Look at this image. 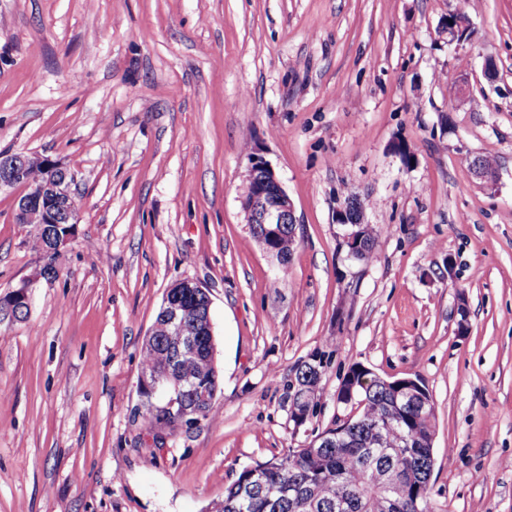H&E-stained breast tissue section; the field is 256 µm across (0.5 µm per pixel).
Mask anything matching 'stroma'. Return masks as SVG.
Here are the masks:
<instances>
[{
	"label": "stroma",
	"mask_w": 512,
	"mask_h": 512,
	"mask_svg": "<svg viewBox=\"0 0 512 512\" xmlns=\"http://www.w3.org/2000/svg\"><path fill=\"white\" fill-rule=\"evenodd\" d=\"M459 7L0 0V153L62 163L78 211L47 279L0 192V297L30 296L0 321V512H206L352 414L336 393L355 364L429 390L442 512H512V0H477L456 46ZM257 156L297 218L284 269L241 206ZM350 194L382 227L366 262L336 222ZM181 280L211 299L222 391L209 419L154 432L142 346ZM314 354L298 427L287 387ZM27 287H20L6 297L0 298V317L20 319V313H24L29 307V296Z\"/></svg>",
	"instance_id": "stroma-1"
}]
</instances>
